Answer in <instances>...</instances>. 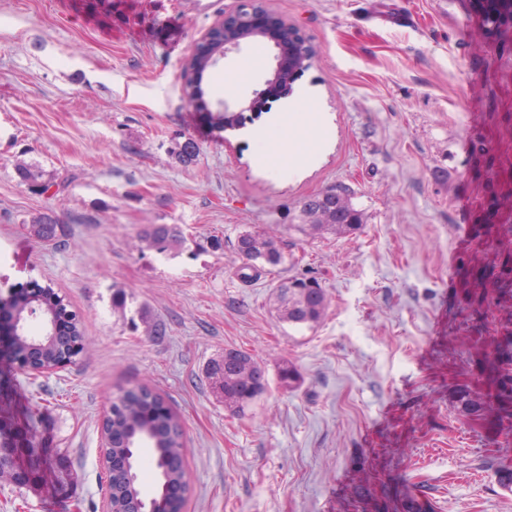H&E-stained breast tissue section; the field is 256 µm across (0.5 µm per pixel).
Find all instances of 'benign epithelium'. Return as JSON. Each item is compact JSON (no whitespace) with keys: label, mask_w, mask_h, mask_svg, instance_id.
Returning <instances> with one entry per match:
<instances>
[{"label":"benign epithelium","mask_w":512,"mask_h":512,"mask_svg":"<svg viewBox=\"0 0 512 512\" xmlns=\"http://www.w3.org/2000/svg\"><path fill=\"white\" fill-rule=\"evenodd\" d=\"M475 3L482 14L492 20L493 25L501 29H512V0H475ZM266 14L268 9L265 0H241L235 12L219 19L200 37L184 64L181 83L184 98L202 112H217V120L226 130L237 128V124H229L228 119L244 112L257 111L256 104L267 97L270 89H277L280 98L288 97L296 73L312 65L315 59V48L301 29L285 21L283 28L288 31V37L278 38L258 23V18ZM256 39H267L275 48L274 65L266 78L252 90L249 98L235 103L226 101L212 107L202 89L205 73L217 67L228 54L240 50L244 43ZM285 57L294 61L288 69L282 65ZM33 479L34 472L14 466L13 455L5 457L0 454L1 484L15 485L20 481L28 484Z\"/></svg>","instance_id":"benign-epithelium-1"}]
</instances>
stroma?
I'll use <instances>...</instances> for the list:
<instances>
[{
  "mask_svg": "<svg viewBox=\"0 0 512 512\" xmlns=\"http://www.w3.org/2000/svg\"><path fill=\"white\" fill-rule=\"evenodd\" d=\"M0 0V289L52 286L80 317L75 364L33 376L0 354V438L39 450L41 480L0 488V512H101L100 423L119 389L158 390L179 415L190 491L182 512H512L496 473L512 469V422L471 420L456 383H489L480 350L512 334V291L495 288L512 224V33L488 36L472 0H266L316 49L291 99L224 130L191 107L180 71L239 0ZM269 41L248 42L203 79L210 102L247 98L264 71L226 75ZM296 100L324 123L259 161L253 133ZM199 148L173 154L176 137ZM48 186L19 184L17 163ZM346 186L356 234L294 230L301 201ZM46 213L58 236L29 235ZM177 224L194 242L161 257L133 242ZM286 255L280 275L319 279L314 328L278 320L266 274L236 275L237 236ZM224 239L212 252L210 235ZM133 296L125 311L112 288ZM147 322L131 325L135 307ZM255 355L269 390L232 418L205 374L224 349ZM301 373L283 388L282 360Z\"/></svg>",
  "mask_w": 512,
  "mask_h": 512,
  "instance_id": "35a3bbf8",
  "label": "stroma"
}]
</instances>
